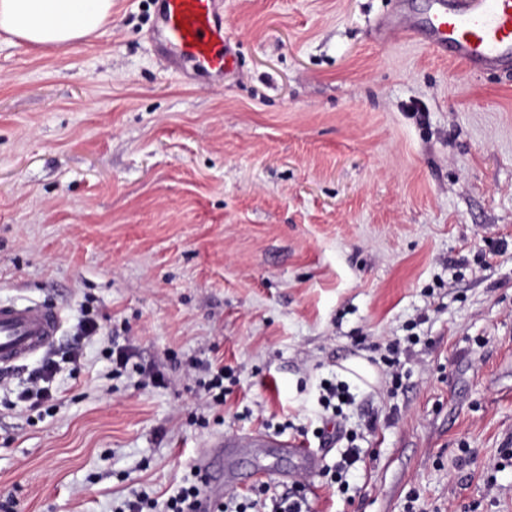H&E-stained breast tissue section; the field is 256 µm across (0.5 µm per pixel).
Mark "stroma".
<instances>
[{
  "instance_id": "35a3bbf8",
  "label": "stroma",
  "mask_w": 512,
  "mask_h": 512,
  "mask_svg": "<svg viewBox=\"0 0 512 512\" xmlns=\"http://www.w3.org/2000/svg\"><path fill=\"white\" fill-rule=\"evenodd\" d=\"M426 3L216 0L219 77L150 41L155 0L60 48L0 33V303L63 316L0 369V512L163 500L254 433L332 442L329 465L359 448L347 494L307 475L310 512H512V76L384 26ZM47 356L55 400L20 402ZM222 364L219 405L200 381ZM237 471L283 493L298 467L241 448L222 492L250 493ZM348 392L349 388L344 384L328 382L322 387L319 403L323 409H331L333 413H336L349 400ZM343 397H346V400H343ZM336 401L338 402L337 404Z\"/></svg>"
}]
</instances>
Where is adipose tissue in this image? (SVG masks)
I'll return each instance as SVG.
<instances>
[{
	"mask_svg": "<svg viewBox=\"0 0 512 512\" xmlns=\"http://www.w3.org/2000/svg\"><path fill=\"white\" fill-rule=\"evenodd\" d=\"M112 0H0V30L39 47H61L98 31Z\"/></svg>",
	"mask_w": 512,
	"mask_h": 512,
	"instance_id": "1",
	"label": "adipose tissue"
}]
</instances>
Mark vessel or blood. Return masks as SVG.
Segmentation results:
<instances>
[{
    "label": "vessel or blood",
    "mask_w": 512,
    "mask_h": 512,
    "mask_svg": "<svg viewBox=\"0 0 512 512\" xmlns=\"http://www.w3.org/2000/svg\"><path fill=\"white\" fill-rule=\"evenodd\" d=\"M153 38L170 58L196 73L222 74L229 59L224 27L215 16L214 0H159ZM387 27L416 38L429 30L431 47L472 72L512 73V0H456L447 9L433 0L426 25L406 15L391 17ZM57 308L37 303L0 304V367H10L49 349L61 329ZM258 444L297 457L306 471L318 460L306 443L261 436Z\"/></svg>",
    "instance_id": "1"
}]
</instances>
